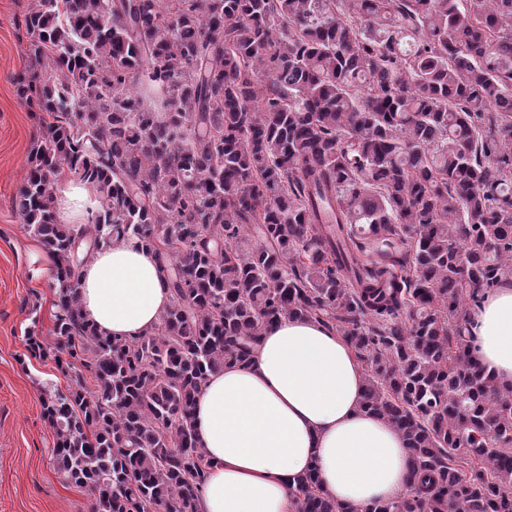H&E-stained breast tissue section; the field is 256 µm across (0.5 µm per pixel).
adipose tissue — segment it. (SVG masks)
Returning a JSON list of instances; mask_svg holds the SVG:
<instances>
[{
    "label": "adipose tissue",
    "instance_id": "adipose-tissue-1",
    "mask_svg": "<svg viewBox=\"0 0 512 512\" xmlns=\"http://www.w3.org/2000/svg\"><path fill=\"white\" fill-rule=\"evenodd\" d=\"M97 207L92 185L71 181L56 193L58 223H86ZM78 291L104 336L146 333L171 303L154 253L131 242L94 252ZM467 318L474 358L511 386L512 285L487 291ZM363 381L351 346L321 323L267 327L249 365L211 375L196 397V434L214 462L198 512H294L292 488L314 464L327 493L348 505L406 493L411 453L390 423L361 411Z\"/></svg>",
    "mask_w": 512,
    "mask_h": 512
}]
</instances>
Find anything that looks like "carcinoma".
<instances>
[{
  "mask_svg": "<svg viewBox=\"0 0 512 512\" xmlns=\"http://www.w3.org/2000/svg\"><path fill=\"white\" fill-rule=\"evenodd\" d=\"M17 96L39 113L12 199L54 270L41 392L52 450L93 512H197L213 461L195 397L266 327L314 319L364 369L361 408L412 454V489L362 510L316 470L295 512H512V387L471 353L466 308L512 282V0H30ZM68 170L88 224H59ZM131 239L171 305L102 336L87 255ZM74 180L78 179L67 170L59 178V183L68 182L56 193V219L59 224H85L88 216L97 210L96 189Z\"/></svg>",
  "mask_w": 512,
  "mask_h": 512,
  "instance_id": "cac0c4a2",
  "label": "carcinoma"
}]
</instances>
